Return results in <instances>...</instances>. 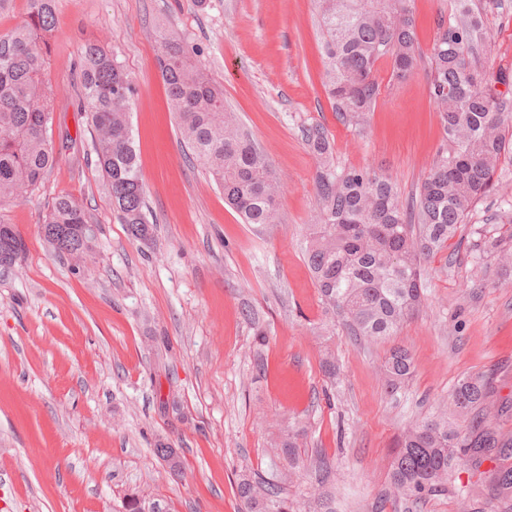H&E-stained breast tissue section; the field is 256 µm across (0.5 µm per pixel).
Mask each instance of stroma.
I'll list each match as a JSON object with an SVG mask.
<instances>
[{
  "label": "stroma",
  "instance_id": "35a3bbf8",
  "mask_svg": "<svg viewBox=\"0 0 512 512\" xmlns=\"http://www.w3.org/2000/svg\"><path fill=\"white\" fill-rule=\"evenodd\" d=\"M448 0H414L419 58L380 95L364 134L340 121L324 85L313 0H56L48 77L56 88V161L26 201L0 209L25 251L0 270V502L7 512H125L128 494L164 512H238L235 472L270 471L289 422L307 467L288 489L315 512L336 485V512H469L457 489L415 504L387 495L391 446L406 427L446 409L464 375L489 377L512 435V277L476 283L478 237L512 233V162L446 246L424 263L426 305L389 341L348 336L325 312L305 259L317 209L305 127L328 131L341 166L385 172L402 200L417 195L442 135L428 96L430 59ZM487 61L512 70V0H491ZM187 37L195 62L260 146L286 189L276 224H245L188 158L157 64V31ZM120 53L135 94L129 122L140 156L150 241L131 238L100 178L73 85L82 44ZM83 201L98 227L92 252L60 255L40 226L53 198ZM408 348L412 377L388 393L381 362ZM336 362L335 378L323 370ZM177 450L170 474L153 450Z\"/></svg>",
  "mask_w": 512,
  "mask_h": 512
}]
</instances>
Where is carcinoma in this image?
<instances>
[{
	"instance_id": "obj_1",
	"label": "carcinoma",
	"mask_w": 512,
	"mask_h": 512,
	"mask_svg": "<svg viewBox=\"0 0 512 512\" xmlns=\"http://www.w3.org/2000/svg\"><path fill=\"white\" fill-rule=\"evenodd\" d=\"M24 20L0 33V207L24 200L41 183L56 156L52 126L53 85L47 79L55 0H27ZM413 0H315L326 66V86L337 117L357 134L380 95L377 63L389 61L392 76L407 77L419 56ZM452 17H439L431 56L429 97L446 145L422 182L416 204L400 199L392 177L364 168L337 170L326 130L303 131L316 159L318 211L307 237L306 258L320 300L339 314L348 332L370 342L397 334L425 305L422 261L443 248L472 208L492 188L502 157L512 154V96L496 84L512 77L478 66L479 49L491 41L474 0H451ZM159 66L172 112L193 160L208 172L225 201L246 224L279 223L285 182L256 142L224 108V92L193 62L184 37L159 32ZM75 80L94 135L96 164L112 209L131 235L151 238L145 190L128 114L132 81L118 54L98 41L80 50ZM41 233L51 248L68 255L91 252L97 226L82 202L57 195ZM479 251L498 269L512 272V238L478 229ZM24 249L14 225L0 219V269L13 267ZM414 369L412 353L390 349L382 365L388 392ZM490 382L481 373L461 377L449 410L410 425L400 436L389 473L393 494L419 501L448 485L459 468L474 485L512 503V438L485 424ZM296 435L273 448L285 461L271 473L243 468L236 489L244 512H291L288 482L300 459ZM171 473L182 461L172 448H157ZM490 461L494 466L485 470Z\"/></svg>"
}]
</instances>
